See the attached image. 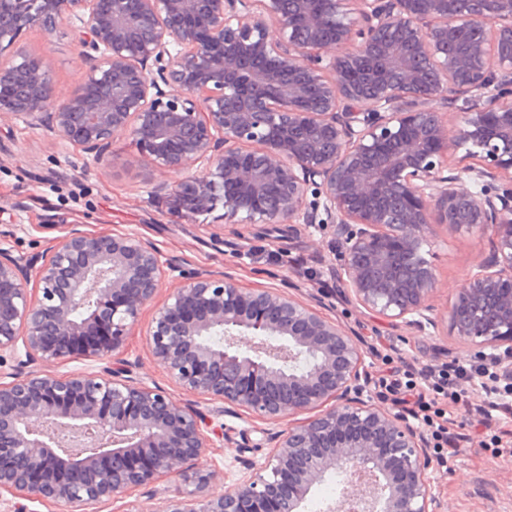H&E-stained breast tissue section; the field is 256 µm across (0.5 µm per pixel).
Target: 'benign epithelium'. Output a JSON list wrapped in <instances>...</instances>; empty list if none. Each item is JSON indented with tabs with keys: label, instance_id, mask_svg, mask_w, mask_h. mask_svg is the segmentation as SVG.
Listing matches in <instances>:
<instances>
[{
	"label": "benign epithelium",
	"instance_id": "obj_1",
	"mask_svg": "<svg viewBox=\"0 0 512 512\" xmlns=\"http://www.w3.org/2000/svg\"><path fill=\"white\" fill-rule=\"evenodd\" d=\"M65 23L89 69L60 97L18 42ZM3 115L97 159L130 138L156 171L187 174L151 191L173 212L333 228L340 286L395 323H432L431 225L475 229L492 257L448 326L512 351V0H0ZM449 151L486 166L455 172ZM178 270L132 232L0 248V358L24 350L0 380V492L77 512L166 479L183 486L166 512H302L333 475L327 512H440L428 437L368 399L360 339L277 289L187 277L149 331L186 392L267 424L296 419L221 492L191 469L214 445L193 408L124 368L24 370L116 358ZM55 427L97 444L61 448Z\"/></svg>",
	"mask_w": 512,
	"mask_h": 512
}]
</instances>
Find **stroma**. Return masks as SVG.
<instances>
[{
    "label": "stroma",
    "mask_w": 512,
    "mask_h": 512,
    "mask_svg": "<svg viewBox=\"0 0 512 512\" xmlns=\"http://www.w3.org/2000/svg\"><path fill=\"white\" fill-rule=\"evenodd\" d=\"M20 44L28 54L47 60L58 93H68L85 80L88 67L73 47L68 26L51 37L28 29ZM180 178L177 172H153L127 137L114 138L99 164L48 130L0 117V247L28 255L45 250L73 228L87 233L132 231L155 243L166 257L181 261L187 272L228 274L247 289L277 288L307 303H320L327 317L352 330L368 347L366 362L373 378L386 373L375 351L380 342L421 364L478 360L476 346L448 329V309L458 289L491 250L478 232L435 226L437 241L425 252L438 279L430 301L434 323L419 329L390 323L336 295L339 251L330 228L194 221L158 206L149 194L153 183ZM179 285V279L164 280L142 309L119 361L142 385L160 388L201 411L212 427L223 428V445L208 449L197 467L214 473L216 484L229 485L249 464L263 463L269 451L264 424L246 412L228 413L222 403L189 394L153 358L148 331L156 311ZM470 401L473 413L454 417L453 428L462 435L459 453L451 465L437 467L442 512H512V435L502 438L501 453H494L489 431L476 424L477 410L488 407L480 388L471 389ZM175 496L174 482L164 481L157 488L102 503L97 512H134L139 506L163 512Z\"/></svg>",
    "instance_id": "35a3bbf8"
}]
</instances>
